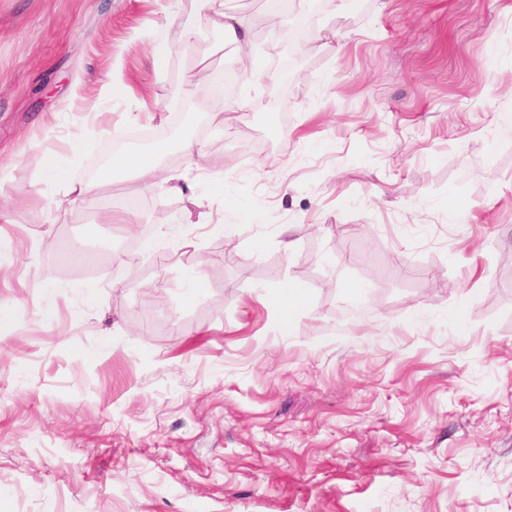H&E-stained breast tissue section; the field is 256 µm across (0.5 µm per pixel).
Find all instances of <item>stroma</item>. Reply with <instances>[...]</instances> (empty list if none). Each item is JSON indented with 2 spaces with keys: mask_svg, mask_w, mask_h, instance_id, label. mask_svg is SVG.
<instances>
[{
  "mask_svg": "<svg viewBox=\"0 0 512 512\" xmlns=\"http://www.w3.org/2000/svg\"><path fill=\"white\" fill-rule=\"evenodd\" d=\"M224 7L214 104L201 0H0V512H512V0L328 7L275 101L298 12ZM156 130L202 159L88 179ZM204 8L222 17V28L226 40L238 46L239 49L248 51V43L241 19L235 15L224 13L223 0H201ZM306 291L304 288H297L292 285V288H286L281 292L275 299L274 303L279 307L281 311V323L282 330L288 328V324H291L295 313L305 303Z\"/></svg>",
  "mask_w": 512,
  "mask_h": 512,
  "instance_id": "stroma-1",
  "label": "stroma"
}]
</instances>
